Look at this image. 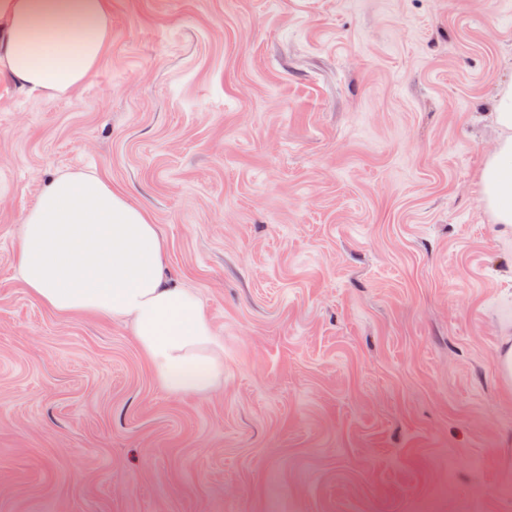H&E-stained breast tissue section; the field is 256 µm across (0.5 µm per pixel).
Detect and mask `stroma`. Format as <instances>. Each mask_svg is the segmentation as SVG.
I'll return each mask as SVG.
<instances>
[{"mask_svg":"<svg viewBox=\"0 0 512 512\" xmlns=\"http://www.w3.org/2000/svg\"><path fill=\"white\" fill-rule=\"evenodd\" d=\"M63 96L0 75V512H512V227L479 173L512 0H111ZM149 215L224 380L17 273L55 176ZM497 369L505 382H512V320L503 324Z\"/></svg>","mask_w":512,"mask_h":512,"instance_id":"1","label":"stroma"}]
</instances>
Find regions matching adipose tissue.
Here are the masks:
<instances>
[{
    "label": "adipose tissue",
    "mask_w": 512,
    "mask_h": 512,
    "mask_svg": "<svg viewBox=\"0 0 512 512\" xmlns=\"http://www.w3.org/2000/svg\"><path fill=\"white\" fill-rule=\"evenodd\" d=\"M109 0H0V74L26 93L59 96L97 66L109 40ZM492 120L500 135L480 181L494 223L512 224V81ZM17 268L61 313L127 323L171 394H207L224 344L191 288L164 281L165 250L146 212L101 178L58 175L23 218Z\"/></svg>",
    "instance_id": "adipose-tissue-1"
}]
</instances>
